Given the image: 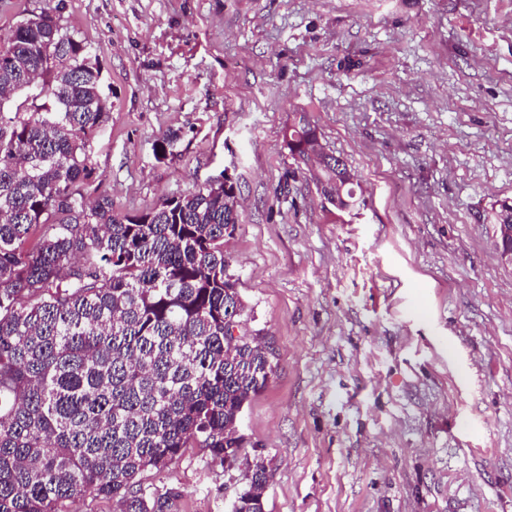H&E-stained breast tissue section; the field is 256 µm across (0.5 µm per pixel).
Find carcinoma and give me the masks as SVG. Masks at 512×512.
Listing matches in <instances>:
<instances>
[{
    "instance_id": "cac0c4a2",
    "label": "carcinoma",
    "mask_w": 512,
    "mask_h": 512,
    "mask_svg": "<svg viewBox=\"0 0 512 512\" xmlns=\"http://www.w3.org/2000/svg\"><path fill=\"white\" fill-rule=\"evenodd\" d=\"M106 115L101 68L61 16L20 21L0 45V512L86 494L173 512L179 492L138 477L193 444L239 453L244 405L275 370L229 273L224 183L136 214L89 198ZM297 134L301 155L316 131ZM266 482L256 468L253 512Z\"/></svg>"
}]
</instances>
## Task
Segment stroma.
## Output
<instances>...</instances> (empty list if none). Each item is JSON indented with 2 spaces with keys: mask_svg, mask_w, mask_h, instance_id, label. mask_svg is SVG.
I'll return each mask as SVG.
<instances>
[{
  "mask_svg": "<svg viewBox=\"0 0 512 512\" xmlns=\"http://www.w3.org/2000/svg\"><path fill=\"white\" fill-rule=\"evenodd\" d=\"M54 10L102 70L100 192L135 214L229 176V271L276 353L237 468L193 446L143 485L230 512L261 460L265 512H512V0H0V42ZM303 122L364 207L291 155Z\"/></svg>",
  "mask_w": 512,
  "mask_h": 512,
  "instance_id": "obj_1",
  "label": "stroma"
}]
</instances>
